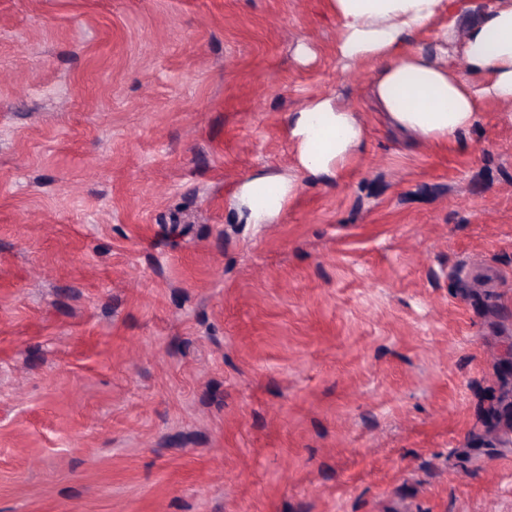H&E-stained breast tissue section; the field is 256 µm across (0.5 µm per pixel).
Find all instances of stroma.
<instances>
[{"label": "stroma", "instance_id": "stroma-1", "mask_svg": "<svg viewBox=\"0 0 512 512\" xmlns=\"http://www.w3.org/2000/svg\"><path fill=\"white\" fill-rule=\"evenodd\" d=\"M336 37L0 0V512H512V104L415 142ZM317 94L366 125L334 179L293 169ZM262 172L296 194L239 223ZM294 178L260 174L244 181L234 194L243 224H268L287 206L296 193Z\"/></svg>", "mask_w": 512, "mask_h": 512}]
</instances>
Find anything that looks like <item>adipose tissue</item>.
I'll list each match as a JSON object with an SVG mask.
<instances>
[{"label": "adipose tissue", "instance_id": "obj_1", "mask_svg": "<svg viewBox=\"0 0 512 512\" xmlns=\"http://www.w3.org/2000/svg\"><path fill=\"white\" fill-rule=\"evenodd\" d=\"M326 7L337 23L340 61L374 63L372 89L390 122L424 142L444 143L475 126L484 99L512 102V0H496L460 41L447 23L459 0H327ZM433 23V52L413 48L414 38ZM461 59L479 82L459 74ZM288 136L299 173L333 178L355 159L366 128L356 112L322 95L291 115ZM296 188L292 178H249L234 194L240 220L270 223Z\"/></svg>", "mask_w": 512, "mask_h": 512}]
</instances>
